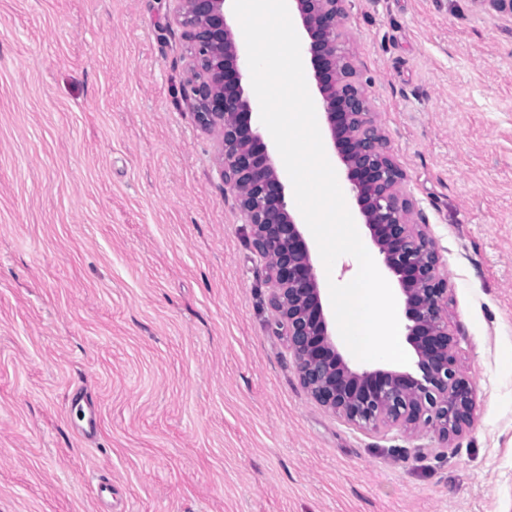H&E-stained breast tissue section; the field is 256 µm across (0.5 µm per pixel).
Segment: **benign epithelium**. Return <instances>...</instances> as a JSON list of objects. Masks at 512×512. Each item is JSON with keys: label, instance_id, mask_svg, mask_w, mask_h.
I'll return each mask as SVG.
<instances>
[{"label": "benign epithelium", "instance_id": "1", "mask_svg": "<svg viewBox=\"0 0 512 512\" xmlns=\"http://www.w3.org/2000/svg\"><path fill=\"white\" fill-rule=\"evenodd\" d=\"M173 2V19L190 45L184 97L192 101L197 121L221 135L224 185L265 261L276 313L272 331L286 338L301 384L356 429L425 425L443 441L460 433L470 423L473 389L458 368L456 341L448 329V279L432 239L414 220L415 201L402 190L405 175L348 55L347 0H289V7L345 183L403 296L415 374L380 368L357 372L347 365L332 337L302 224L288 208L269 143L253 121L247 54L226 10L228 0ZM472 2L479 11L512 15V0Z\"/></svg>", "mask_w": 512, "mask_h": 512}]
</instances>
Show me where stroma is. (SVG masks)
Listing matches in <instances>:
<instances>
[{
	"label": "stroma",
	"instance_id": "35a3bbf8",
	"mask_svg": "<svg viewBox=\"0 0 512 512\" xmlns=\"http://www.w3.org/2000/svg\"><path fill=\"white\" fill-rule=\"evenodd\" d=\"M173 9L0 0V512H512V16L347 4L474 389L444 442L302 386Z\"/></svg>",
	"mask_w": 512,
	"mask_h": 512
}]
</instances>
